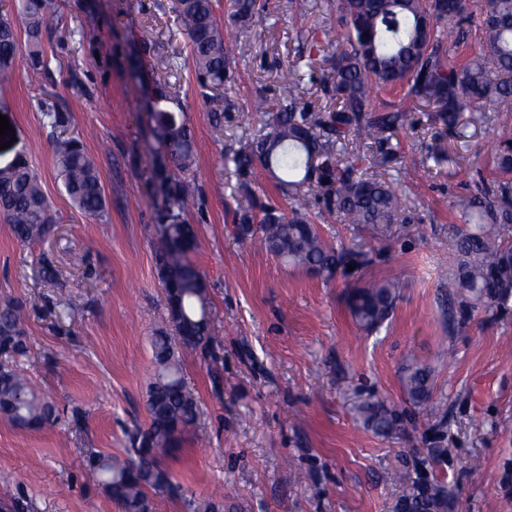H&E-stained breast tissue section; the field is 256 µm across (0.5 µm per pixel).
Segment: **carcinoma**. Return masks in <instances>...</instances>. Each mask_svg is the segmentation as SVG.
<instances>
[{"mask_svg": "<svg viewBox=\"0 0 512 512\" xmlns=\"http://www.w3.org/2000/svg\"><path fill=\"white\" fill-rule=\"evenodd\" d=\"M19 17L26 41L20 43L11 12L0 13V70L16 55L26 53L36 70L48 71L44 60L43 30L56 12V0H21ZM176 30L186 36L199 92L211 126L224 128V82L236 66L224 30L245 32L255 20L256 0H233L219 20L214 0H172ZM469 0H337L336 12L319 17L317 37L307 43L308 57L325 45L335 51L325 57L327 81L323 88L335 107L313 112L302 102L300 76L293 66L281 69L282 99L268 113L262 95L250 108L268 117V132L235 153L238 169L259 165L291 197L289 212L257 203L248 184L242 191L256 213H245L244 223H257L261 244L274 255L328 279L348 266L367 268L370 251L338 249L322 235L311 217L313 200L323 196L326 210L340 214L348 224H391L404 209L402 195L392 183L363 175L351 157L353 141L375 144L386 154L398 152L392 133L409 122L410 109L399 104L378 106L376 96L399 89L412 104L430 108L432 119L459 131L462 115L491 121V112L512 100V0H481L473 12ZM477 20L484 35V59L462 65L449 60L460 38L448 39V26ZM43 124L54 129L67 123L64 113L41 103ZM159 161L150 180L161 203L156 223L163 225L155 252L156 268L166 292V307L151 339L155 373L148 387V423L130 434L132 457L121 460L102 453L87 456V466L106 495L123 512H152L153 497L195 500L172 480L162 457L177 448L184 431L197 418V398L182 375L183 354L205 348L211 341L206 284L187 260L197 241L194 225L185 213L200 189L191 178L196 147L181 121L154 128ZM58 176L73 205L91 216L106 212V195L98 168L82 141L60 136L54 143ZM463 223L454 235L456 263L448 279V329L466 325L479 312L512 307V179H500L477 194L455 201ZM0 215L22 243L42 240L52 230L51 206L27 159L20 157L0 168ZM40 280L58 279L51 258L39 257L32 268ZM397 277L371 282L348 297L353 320L375 331L391 317L400 291ZM31 360V348L22 325L20 307L0 305V418L16 428L41 430L58 420L55 404L45 399L21 364ZM404 403L385 402L371 394L354 404L356 418L377 436L387 437L409 423L439 436L447 420L434 405V377L430 366L411 356L402 367ZM413 463L403 462V487L393 512H448V491L442 484L423 483L426 466L437 465L446 448L413 449Z\"/></svg>", "mask_w": 512, "mask_h": 512, "instance_id": "carcinoma-1", "label": "carcinoma"}]
</instances>
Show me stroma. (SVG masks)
Masks as SVG:
<instances>
[{
  "mask_svg": "<svg viewBox=\"0 0 512 512\" xmlns=\"http://www.w3.org/2000/svg\"><path fill=\"white\" fill-rule=\"evenodd\" d=\"M257 22L229 31L237 68L224 84L232 104L224 129L210 126L186 40L171 0H59L43 32L49 73L26 54L0 71V114L16 139L0 150V167L27 157L52 205L55 224L42 241L23 245L0 217V304L25 312L33 358L25 372L51 397L54 428L28 431L0 420V501L18 512H122L86 466L89 451L126 456L128 432L147 421L154 364L150 338L165 304L155 263L149 179L160 112H173L195 135L191 171L203 195L186 213L198 231L188 260L204 275L212 343L183 357V375L198 415L180 448L165 457L175 481L203 505L224 512H392L399 495L397 456L413 448H447L434 475L450 492L449 512H512V309L478 313L447 328L448 281L455 261L457 197L491 184L494 158L512 138V120L462 118L455 137L413 107L394 131L399 153L376 147L357 154L367 175L395 181L405 210L386 228L342 223L315 205L335 247L372 249L375 263L332 280L292 267L254 241L242 224L238 187L287 207L263 169L238 171L230 151L256 137L249 111L255 94L278 107L282 66L296 61L312 25L294 26L298 10L330 11L334 0H257ZM174 61L171 71L160 58ZM65 112L63 132L80 138L107 196L103 217L76 209L57 177L53 141L40 102ZM445 149L448 159L432 158ZM53 259L56 282L32 273L39 254ZM392 275L405 287L378 330L359 328L347 297ZM433 369L434 402L448 419L436 441L421 430L388 437L365 430L352 402L375 394L400 401L407 354Z\"/></svg>",
  "mask_w": 512,
  "mask_h": 512,
  "instance_id": "1",
  "label": "stroma"
}]
</instances>
